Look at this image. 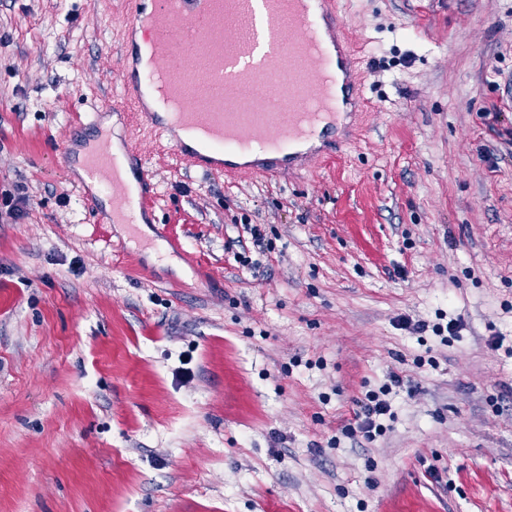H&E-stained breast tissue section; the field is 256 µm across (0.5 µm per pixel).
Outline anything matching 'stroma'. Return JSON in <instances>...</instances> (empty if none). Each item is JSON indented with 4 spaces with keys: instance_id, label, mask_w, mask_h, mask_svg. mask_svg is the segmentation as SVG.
Segmentation results:
<instances>
[{
    "instance_id": "stroma-1",
    "label": "stroma",
    "mask_w": 512,
    "mask_h": 512,
    "mask_svg": "<svg viewBox=\"0 0 512 512\" xmlns=\"http://www.w3.org/2000/svg\"><path fill=\"white\" fill-rule=\"evenodd\" d=\"M337 9L340 153L227 178L141 135L134 230L75 170L126 125L128 0H0V512H512V0ZM403 386V378L397 373H390L378 391H367L362 398L356 400L357 408L353 411V417L349 423L341 428V434L350 438L359 433L367 440L381 436L386 430V427L380 422L381 418L386 415H389L390 418L393 416L391 403L387 396L393 388H402Z\"/></svg>"
}]
</instances>
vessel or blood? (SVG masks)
<instances>
[{
    "label": "vessel or blood",
    "mask_w": 512,
    "mask_h": 512,
    "mask_svg": "<svg viewBox=\"0 0 512 512\" xmlns=\"http://www.w3.org/2000/svg\"><path fill=\"white\" fill-rule=\"evenodd\" d=\"M292 22V40L282 43L284 20ZM128 31L150 34L146 48L128 41L126 56L146 54L147 66L128 75L123 84V110L133 133L162 136L171 126L196 138L222 166L205 165V173L238 170V157L266 154L265 175L277 163L296 165L310 155L309 144L335 134L353 101L352 81L358 58L342 38L344 21L334 0H174L172 11L144 9L131 13ZM187 44L186 63L204 55L224 78V100L189 96L175 78L180 44ZM288 67L287 117L276 112H245L243 101L254 99L270 72ZM171 73L170 90L182 111L145 110L140 96L150 88V68ZM125 160L113 154L107 139L85 158L91 179L103 186L122 181Z\"/></svg>",
    "instance_id": "b4317fda"
}]
</instances>
